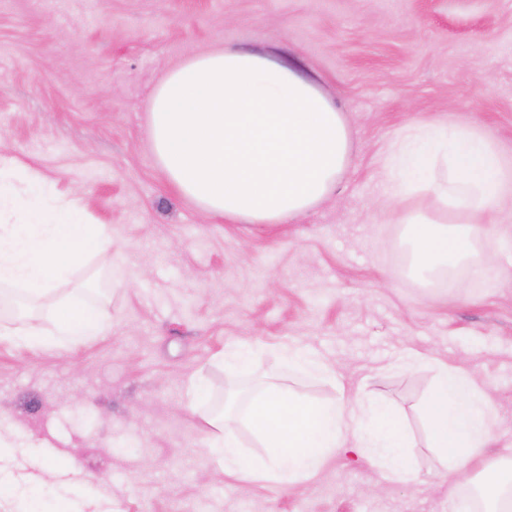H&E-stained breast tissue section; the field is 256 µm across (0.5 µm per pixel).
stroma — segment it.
I'll use <instances>...</instances> for the list:
<instances>
[{"mask_svg":"<svg viewBox=\"0 0 512 512\" xmlns=\"http://www.w3.org/2000/svg\"><path fill=\"white\" fill-rule=\"evenodd\" d=\"M224 48L263 54L314 80L350 128L333 191L284 224L212 221L164 179L151 147L149 96L169 70ZM476 129L512 159V0H0V159L79 193L112 246L62 279L103 320L85 344L38 350L0 340V460L12 488L0 512L42 496L72 512H456L465 477L430 449L409 451L424 480L388 482L338 457L286 487L224 475L206 451L216 399L261 380L314 400L323 377L288 368L303 344L347 389L415 409L429 368L411 351L495 385L492 456H512V249L483 241V279L437 290L409 276L401 225L381 214L384 159L409 122ZM259 349L243 372L226 344ZM200 380L204 397L189 403ZM73 459L40 484L41 440Z\"/></svg>","mask_w":512,"mask_h":512,"instance_id":"obj_1","label":"stroma"}]
</instances>
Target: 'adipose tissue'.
<instances>
[{
  "label": "adipose tissue",
  "instance_id": "1",
  "mask_svg": "<svg viewBox=\"0 0 512 512\" xmlns=\"http://www.w3.org/2000/svg\"><path fill=\"white\" fill-rule=\"evenodd\" d=\"M152 147L168 181L214 219L280 224L306 213L335 187L349 159L343 115L290 67L242 51H215L170 71L151 98ZM395 193H424L425 210L394 213L404 227L411 274L435 285L440 274L486 273L476 244L486 235L512 242L495 223L512 200V160L466 127L410 126L387 159ZM431 365L434 380L419 409L426 445L451 473H474L484 512H512V458L488 457L497 437L492 390L469 373L417 352L400 364ZM246 424L264 460L246 461L225 417L208 421L207 451L226 475L288 486L331 460L354 456L393 483L416 484L406 462L411 435L389 404L363 392L320 402L269 382L249 399Z\"/></svg>",
  "mask_w": 512,
  "mask_h": 512
}]
</instances>
